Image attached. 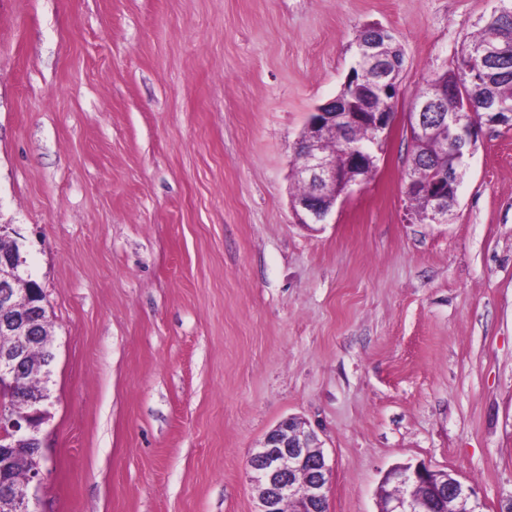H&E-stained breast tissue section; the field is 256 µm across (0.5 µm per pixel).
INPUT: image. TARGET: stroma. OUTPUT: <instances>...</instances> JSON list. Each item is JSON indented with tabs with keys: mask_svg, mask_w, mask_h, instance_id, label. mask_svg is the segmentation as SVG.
Returning a JSON list of instances; mask_svg holds the SVG:
<instances>
[{
	"mask_svg": "<svg viewBox=\"0 0 512 512\" xmlns=\"http://www.w3.org/2000/svg\"><path fill=\"white\" fill-rule=\"evenodd\" d=\"M501 0H0V224L55 361L41 512H255L299 417L328 512L422 464L512 501V127L442 223L410 219L405 120ZM404 64L376 170L297 223L295 147L365 28ZM372 28L378 41L382 40L384 43L390 41L389 43H386V53L394 60L390 71L392 72L395 70V72L391 75V77L400 83V74L403 68V56L400 49L396 46L395 42H393V37L388 30L382 27Z\"/></svg>",
	"mask_w": 512,
	"mask_h": 512,
	"instance_id": "35a3bbf8",
	"label": "stroma"
}]
</instances>
